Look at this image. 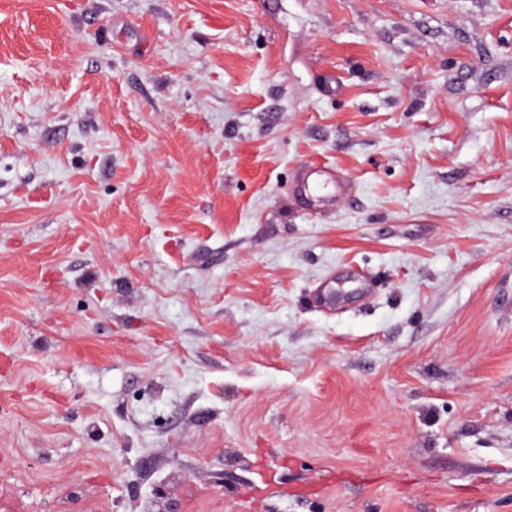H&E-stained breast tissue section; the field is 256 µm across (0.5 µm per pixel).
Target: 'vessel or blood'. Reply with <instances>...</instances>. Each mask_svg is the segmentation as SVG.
Here are the masks:
<instances>
[{
  "mask_svg": "<svg viewBox=\"0 0 512 512\" xmlns=\"http://www.w3.org/2000/svg\"><path fill=\"white\" fill-rule=\"evenodd\" d=\"M353 187L334 166L304 163L297 167L295 200L303 208L335 206L337 198L350 194Z\"/></svg>",
  "mask_w": 512,
  "mask_h": 512,
  "instance_id": "vessel-or-blood-1",
  "label": "vessel or blood"
}]
</instances>
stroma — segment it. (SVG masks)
<instances>
[{"label": "stroma", "mask_w": 512, "mask_h": 512, "mask_svg": "<svg viewBox=\"0 0 512 512\" xmlns=\"http://www.w3.org/2000/svg\"><path fill=\"white\" fill-rule=\"evenodd\" d=\"M509 299L512 0H0V512H512ZM352 190L334 166L307 162L296 169L295 200L303 208L334 207L337 198L349 195Z\"/></svg>", "instance_id": "1"}]
</instances>
